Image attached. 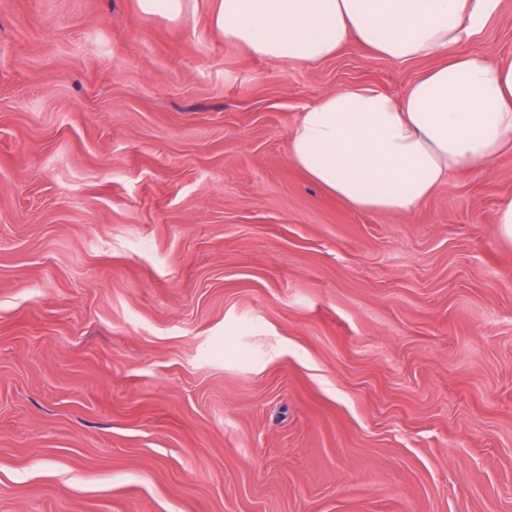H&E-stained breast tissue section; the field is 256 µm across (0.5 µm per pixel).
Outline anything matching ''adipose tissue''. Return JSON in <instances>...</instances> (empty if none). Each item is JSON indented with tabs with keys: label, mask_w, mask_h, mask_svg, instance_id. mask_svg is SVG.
<instances>
[{
	"label": "adipose tissue",
	"mask_w": 512,
	"mask_h": 512,
	"mask_svg": "<svg viewBox=\"0 0 512 512\" xmlns=\"http://www.w3.org/2000/svg\"><path fill=\"white\" fill-rule=\"evenodd\" d=\"M498 0H220L225 40L268 61L320 62L349 44L405 63L438 58L401 98L368 86L325 94L301 112L289 159L344 204L411 211L457 171L512 151V59L457 47Z\"/></svg>",
	"instance_id": "obj_1"
}]
</instances>
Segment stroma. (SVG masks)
Segmentation results:
<instances>
[{"label":"stroma","instance_id":"1","mask_svg":"<svg viewBox=\"0 0 512 512\" xmlns=\"http://www.w3.org/2000/svg\"><path fill=\"white\" fill-rule=\"evenodd\" d=\"M218 7L0 0V512H512V152L353 209L300 113L433 60L270 62ZM144 11L174 19L183 11V0H141Z\"/></svg>","mask_w":512,"mask_h":512}]
</instances>
